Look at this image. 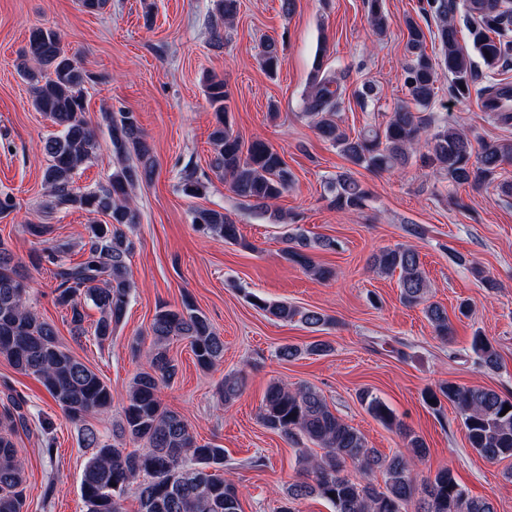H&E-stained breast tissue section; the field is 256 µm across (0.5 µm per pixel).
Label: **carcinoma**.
Wrapping results in <instances>:
<instances>
[{
	"label": "carcinoma",
	"instance_id": "carcinoma-1",
	"mask_svg": "<svg viewBox=\"0 0 512 512\" xmlns=\"http://www.w3.org/2000/svg\"><path fill=\"white\" fill-rule=\"evenodd\" d=\"M368 18L379 32L389 25L384 0H366ZM464 10L469 19L472 45L488 74L512 64V0H426L424 12L434 15L435 37L441 58L425 51V34L409 18L403 67L406 100L398 104L382 125L371 126L351 136L338 121L343 87L336 71L328 66V48L321 43L312 62L301 114L318 136L351 164L375 174L393 173L417 160L421 166L447 180L452 187L493 186L502 196L512 197V180L502 171L512 164V142L473 141L449 121L437 122L429 113L435 104L438 84L445 75L448 95L457 101L476 90L492 121L512 127V112L498 111L499 83L479 84V74L470 54L460 45L455 14ZM239 0H214L215 22L231 24L237 17ZM20 76L29 83L35 109L59 128L47 139L43 151L48 163L43 183L52 210H78L94 216L86 227L87 242L76 264L61 262L64 243L52 242V225L29 223L23 232L44 247L31 255V265L55 266V302L71 312L72 331L83 333L82 303L91 302L100 313L93 336L102 344L124 321L132 288L129 261L135 243L129 236L132 225L140 223L133 206L137 186L152 180L156 162L139 121L133 112L108 113L104 117L117 166L106 181L93 189L75 185L78 169L90 162L97 150L95 130L85 118L86 85L93 75L64 49L60 33L52 28L31 30ZM263 70L274 73L282 61V48L274 39L266 40L258 55ZM207 99L214 109L215 126L210 134L213 158L210 169L224 178L229 190L242 204L269 213L279 222L283 214L273 205L293 184V174L282 155L262 140L244 143L230 122V92L224 79L205 78ZM207 183L187 171L181 191L187 197L205 195ZM329 205L338 210H360L368 193L354 174L346 170L326 183ZM193 223L205 234L239 240V229L224 212L202 209ZM284 257L304 271L328 280L333 271L314 261L309 250L320 246L336 249V241H312L302 230L285 237ZM370 270L377 274H398L400 298L409 307H422L436 337L452 339L448 313L430 301V282L419 251L411 245L386 247L372 256ZM28 274L13 253L0 242V357L18 372L35 376L62 410L65 418L80 425L83 447L92 449L81 481L85 512H123L122 498L131 486L137 487V512H242L236 485L218 474L224 467V449L200 444L187 421L163 405L162 387L177 374L168 345L175 337L189 341L196 363L213 367L224 356V340L210 322L186 298L182 307L159 308L149 328L152 346L146 353L147 368L133 379L123 420L107 439L90 423L112 406V388L84 363L63 350L55 327L27 305ZM273 320L300 322L310 328L331 323V318L310 309H300L283 301L260 297L253 303ZM329 350L324 342L301 349L293 344L277 348V355L289 361L306 351L321 355ZM471 350L476 363L486 369L499 368L500 355L484 337L475 336ZM245 378L224 376V402L238 398ZM435 408L450 402L460 418L470 447L489 461L512 458V398L484 387L461 386L443 381L427 393ZM367 413L403 438L404 450L390 457L368 447L364 435L329 408L313 386L269 385L259 411L263 426L288 440L304 439L322 454L300 449L305 477L288 484L279 512H300L296 504L309 497L329 501L334 512H495L492 503L472 496L460 485L449 468L423 478L415 467L424 463L429 448L423 438L405 427L380 397L361 394ZM24 400L6 395L0 405V512H24L23 470L15 462L14 435L26 427ZM511 410L504 411V406ZM141 445L128 452L124 442ZM353 467L358 476L346 474ZM382 476L383 485L374 482Z\"/></svg>",
	"mask_w": 512,
	"mask_h": 512
}]
</instances>
